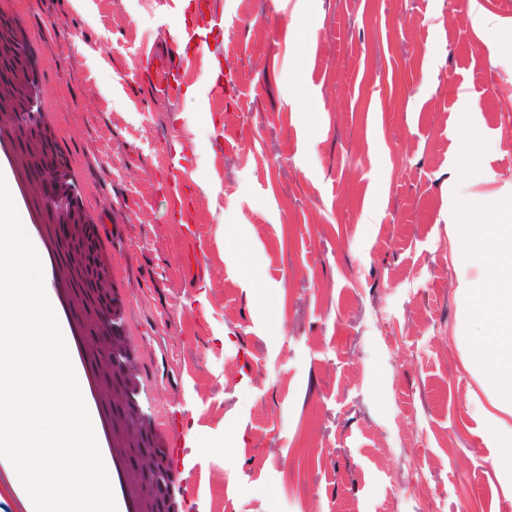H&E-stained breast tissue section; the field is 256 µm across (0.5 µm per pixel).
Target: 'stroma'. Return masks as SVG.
I'll list each match as a JSON object with an SVG mask.
<instances>
[{
    "label": "stroma",
    "mask_w": 512,
    "mask_h": 512,
    "mask_svg": "<svg viewBox=\"0 0 512 512\" xmlns=\"http://www.w3.org/2000/svg\"><path fill=\"white\" fill-rule=\"evenodd\" d=\"M217 3L224 33L171 99L144 77L184 26L165 0L12 2L112 249L139 399L186 416L180 512H512L468 364L483 321L459 294L481 267L451 225L512 202V0ZM218 61L235 93L206 114ZM14 171L0 140L37 245Z\"/></svg>",
    "instance_id": "stroma-1"
}]
</instances>
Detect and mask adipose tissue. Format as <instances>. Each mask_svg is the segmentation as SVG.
<instances>
[{
	"label": "adipose tissue",
	"mask_w": 512,
	"mask_h": 512,
	"mask_svg": "<svg viewBox=\"0 0 512 512\" xmlns=\"http://www.w3.org/2000/svg\"><path fill=\"white\" fill-rule=\"evenodd\" d=\"M464 243L466 255L484 269L480 284L464 294L488 315L484 334L472 343L470 364L488 395L485 419L497 449L493 465L512 496V223L468 227Z\"/></svg>",
	"instance_id": "obj_1"
}]
</instances>
